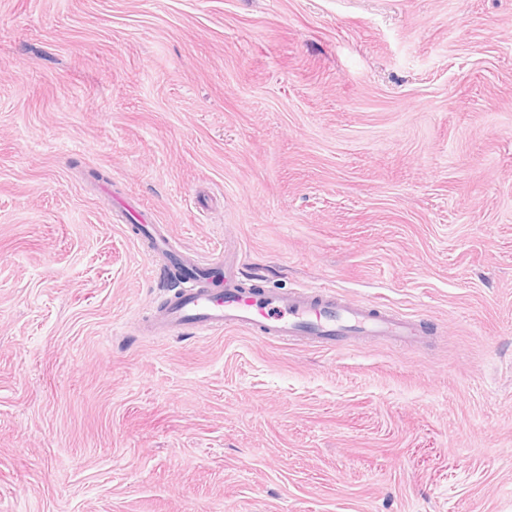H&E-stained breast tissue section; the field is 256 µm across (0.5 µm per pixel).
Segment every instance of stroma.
<instances>
[{
  "label": "stroma",
  "instance_id": "1",
  "mask_svg": "<svg viewBox=\"0 0 512 512\" xmlns=\"http://www.w3.org/2000/svg\"><path fill=\"white\" fill-rule=\"evenodd\" d=\"M128 199L430 329L143 335ZM0 512H512V0H0Z\"/></svg>",
  "mask_w": 512,
  "mask_h": 512
}]
</instances>
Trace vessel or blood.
<instances>
[{
    "label": "vessel or blood",
    "mask_w": 512,
    "mask_h": 512,
    "mask_svg": "<svg viewBox=\"0 0 512 512\" xmlns=\"http://www.w3.org/2000/svg\"><path fill=\"white\" fill-rule=\"evenodd\" d=\"M141 234L145 254L161 258V272L179 280L149 319L147 333L213 335L240 329L263 341L301 336L331 350L360 336H385L407 345L425 333L422 322L386 302L356 305L330 287H256L240 278L227 255L205 259L173 249L165 225L142 224Z\"/></svg>",
    "instance_id": "obj_1"
}]
</instances>
